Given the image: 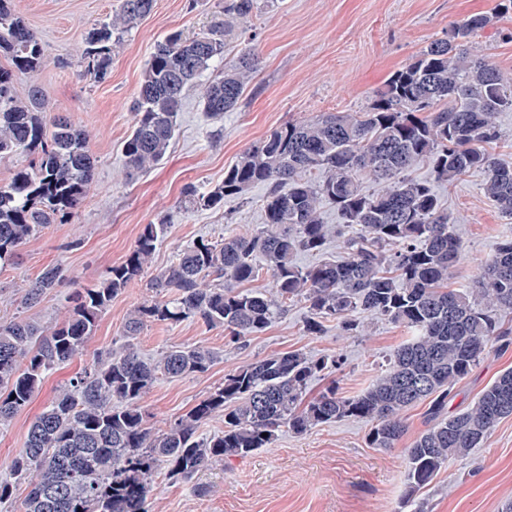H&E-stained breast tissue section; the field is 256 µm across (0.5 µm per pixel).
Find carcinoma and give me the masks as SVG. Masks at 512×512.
I'll return each mask as SVG.
<instances>
[{"label": "carcinoma", "mask_w": 512, "mask_h": 512, "mask_svg": "<svg viewBox=\"0 0 512 512\" xmlns=\"http://www.w3.org/2000/svg\"><path fill=\"white\" fill-rule=\"evenodd\" d=\"M155 0H121L111 20L87 32L80 58L95 81L107 75L114 43L149 15ZM257 0H224V22L189 37L170 32L146 65L135 121L123 142V175L130 179L162 161L175 135L184 93L201 86L203 112L224 118L257 69L251 49L199 84L224 60L235 21H245ZM492 20L473 14L452 26L393 71L359 112H324L288 121L246 148L206 191L185 188L192 208L215 210L254 186L266 187L264 224L254 232L215 241L197 239L147 286L155 296L131 310L126 341L71 379L30 424L11 470L28 481L23 512H149L159 470L191 481L213 464L269 448L286 428L304 434L344 418L368 422L372 448H393L406 431L405 412L428 400L432 424L408 448L406 505L427 512L417 493L448 461L481 447L496 425L512 416V370L498 375L470 407L448 414L455 386L480 362L487 347L512 343V234L481 265L478 286L450 288L464 244L436 192L469 170L485 173L482 192L512 219V166L484 145L498 140L497 115L512 111V76L476 46ZM0 159L27 155L32 162L0 185V267L50 224L65 221L93 184L95 159L85 129L50 116L40 90L21 95L17 78L32 77L44 62L43 46L0 0ZM425 164L430 178L411 176ZM374 185L364 190L362 180ZM342 223H324L322 206ZM167 232L159 220L144 225L134 247L98 284L81 289L64 317L50 328L17 319L0 324V426L26 406L50 370L81 354L112 299L142 280ZM343 256L309 267L297 252L320 254L331 236ZM270 290L247 289L262 272ZM63 281L45 268L26 290L28 304ZM306 303L305 333L317 336L334 321L361 335L366 313L411 331L373 383L345 396L336 381L317 395L309 385L334 373L341 359H311L295 350L246 362L224 375L204 399L169 426H148L141 402L163 378L206 372L217 355L201 346L172 347L147 357L133 343L151 324L197 320L222 327L234 343L263 331ZM224 417V430L199 435L206 421Z\"/></svg>", "instance_id": "1"}]
</instances>
